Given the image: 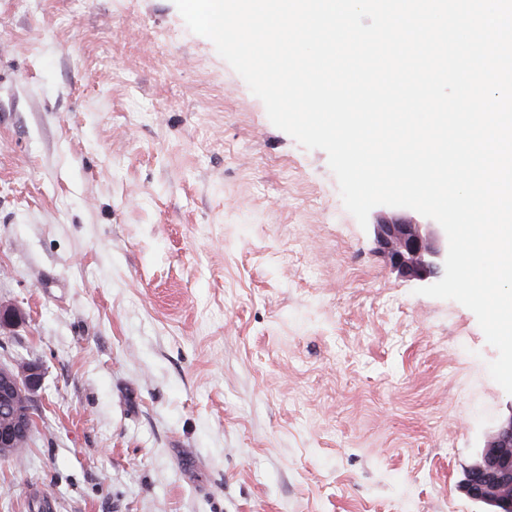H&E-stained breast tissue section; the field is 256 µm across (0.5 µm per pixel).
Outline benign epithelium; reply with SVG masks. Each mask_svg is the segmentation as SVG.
Returning <instances> with one entry per match:
<instances>
[{
	"mask_svg": "<svg viewBox=\"0 0 512 512\" xmlns=\"http://www.w3.org/2000/svg\"><path fill=\"white\" fill-rule=\"evenodd\" d=\"M372 228L386 261L401 277L422 283L443 277L448 240L440 225L395 216ZM22 319L19 308L0 304V334ZM41 385L39 365L27 360L1 365L0 409L16 399L32 408ZM28 428L25 415L1 424L0 456L11 454L28 435ZM462 489L470 500L483 506L482 512H512V414L487 435L476 460L465 471Z\"/></svg>",
	"mask_w": 512,
	"mask_h": 512,
	"instance_id": "1",
	"label": "benign epithelium"
}]
</instances>
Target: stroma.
Listing matches in <instances>:
<instances>
[{
    "instance_id": "1",
    "label": "stroma",
    "mask_w": 512,
    "mask_h": 512,
    "mask_svg": "<svg viewBox=\"0 0 512 512\" xmlns=\"http://www.w3.org/2000/svg\"><path fill=\"white\" fill-rule=\"evenodd\" d=\"M172 0H0V512H478L512 394ZM19 358L8 367L0 366V409L14 400H22L28 409L36 402L37 393L42 385L41 367ZM28 418L26 415L16 417L11 423L0 426V456L10 455L18 447L19 441L28 435ZM31 435L29 437V440ZM29 440L24 441L20 448H25Z\"/></svg>"
}]
</instances>
